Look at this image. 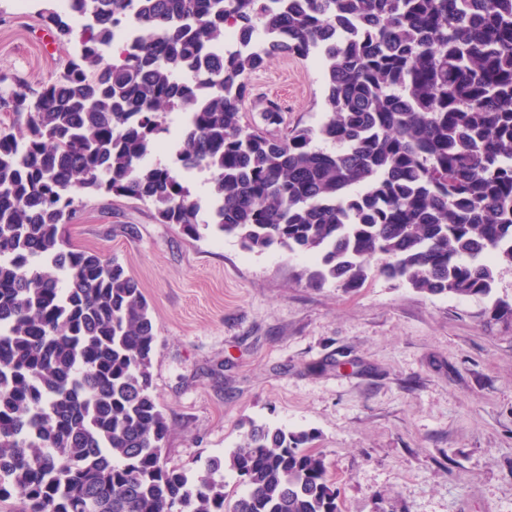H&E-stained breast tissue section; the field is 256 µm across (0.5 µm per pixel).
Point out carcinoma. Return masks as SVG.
Listing matches in <instances>:
<instances>
[{"instance_id": "obj_1", "label": "carcinoma", "mask_w": 512, "mask_h": 512, "mask_svg": "<svg viewBox=\"0 0 512 512\" xmlns=\"http://www.w3.org/2000/svg\"><path fill=\"white\" fill-rule=\"evenodd\" d=\"M63 70L0 92V505L8 512H341L310 435L250 424L190 475L164 462L156 330L136 279L72 245L87 195L154 206L198 234L200 203L146 157L191 117L177 160L208 174L216 232L305 253L309 282L375 274L429 295L491 296L512 265V0H74ZM140 28L106 60L115 31ZM233 25L243 48L218 54ZM322 64L323 119L251 130L248 76ZM493 319L512 323L497 298ZM228 469L231 497L213 474Z\"/></svg>"}]
</instances>
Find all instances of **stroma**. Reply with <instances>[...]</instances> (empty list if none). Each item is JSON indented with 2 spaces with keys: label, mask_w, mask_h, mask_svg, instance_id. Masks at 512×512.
Segmentation results:
<instances>
[{
  "label": "stroma",
  "mask_w": 512,
  "mask_h": 512,
  "mask_svg": "<svg viewBox=\"0 0 512 512\" xmlns=\"http://www.w3.org/2000/svg\"><path fill=\"white\" fill-rule=\"evenodd\" d=\"M56 6L0 0V88L55 78ZM249 84L244 122L262 125L259 96L285 114L275 135L320 122L313 59L271 57ZM199 233L105 194L66 227L73 245L116 258L150 304L168 466L201 472L250 423H270L311 433L342 512H512V324L491 318L490 300L378 276L316 286L305 254Z\"/></svg>",
  "instance_id": "obj_1"
}]
</instances>
